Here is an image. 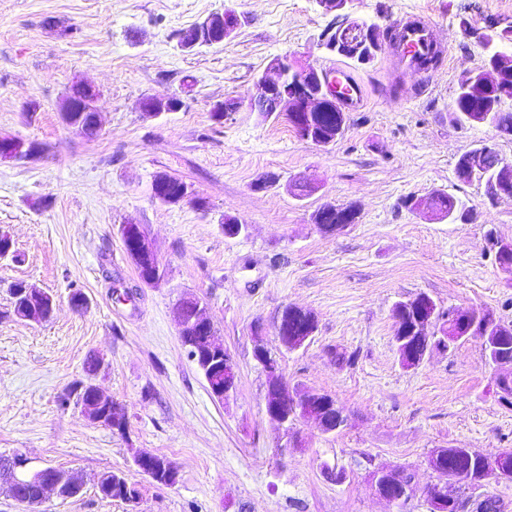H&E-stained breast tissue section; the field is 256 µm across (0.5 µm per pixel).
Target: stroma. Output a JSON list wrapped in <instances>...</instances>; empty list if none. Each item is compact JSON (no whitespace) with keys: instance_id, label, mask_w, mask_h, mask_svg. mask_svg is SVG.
<instances>
[{"instance_id":"1","label":"stroma","mask_w":512,"mask_h":512,"mask_svg":"<svg viewBox=\"0 0 512 512\" xmlns=\"http://www.w3.org/2000/svg\"><path fill=\"white\" fill-rule=\"evenodd\" d=\"M232 7L246 20L229 40L193 52L173 37ZM354 15L385 25L422 18L448 47L428 90L390 44L360 65L325 47L331 16L313 0H0V133L36 143L31 160L0 163V227L21 262L0 260V455L74 472V498L48 496L35 512H393L369 473L415 474L403 512H430L426 466L436 448L512 451V407L502 403L478 340L435 350L414 368L399 361L396 303L423 293L440 309L470 306L512 321V275L488 229L512 239V199L489 201L455 176L460 153L512 139L453 119L459 76L480 63L461 18L512 20V0H355ZM72 29L59 37L49 21ZM336 66L361 81L362 109L324 148L301 140L285 117L240 110L215 121L216 104L247 100L279 54ZM94 84L103 128L76 135L59 105L77 82ZM179 95L182 110L148 118L143 99ZM189 184L201 205L153 199L156 175ZM444 192L473 208L467 223L436 219L407 199ZM353 207L334 234L312 222L319 208ZM245 227L224 235L225 218ZM139 224L165 272L139 279L118 232ZM19 280L51 294L41 324L3 318ZM87 300L70 304L73 292ZM196 297L237 364L234 397L214 399L178 335L177 307ZM311 312L316 331L283 349L274 324L284 306ZM261 329L289 385L331 395L348 426L323 435L299 426L284 453L264 410L267 380L253 356ZM92 353L106 361L100 388L123 407L125 433L93 424L57 400L83 378ZM140 451L180 471L159 487L133 463ZM138 484V503L99 496L98 474Z\"/></svg>"}]
</instances>
